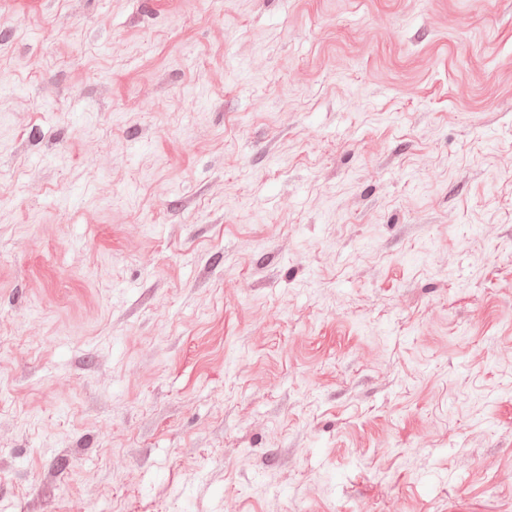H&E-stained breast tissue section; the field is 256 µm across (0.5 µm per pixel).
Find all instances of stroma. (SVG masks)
Here are the masks:
<instances>
[{"mask_svg":"<svg viewBox=\"0 0 512 512\" xmlns=\"http://www.w3.org/2000/svg\"><path fill=\"white\" fill-rule=\"evenodd\" d=\"M512 512V0H0V512Z\"/></svg>","mask_w":512,"mask_h":512,"instance_id":"35a3bbf8","label":"stroma"}]
</instances>
